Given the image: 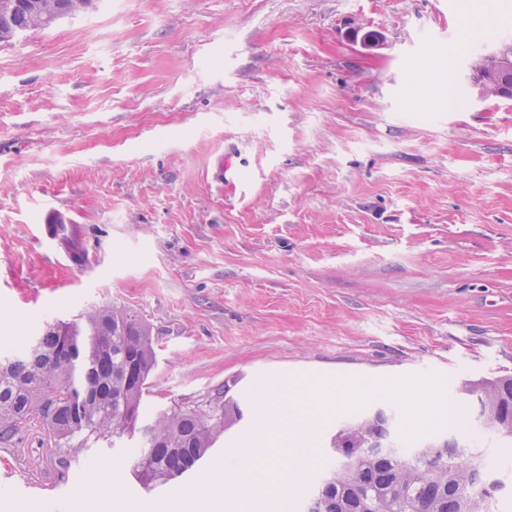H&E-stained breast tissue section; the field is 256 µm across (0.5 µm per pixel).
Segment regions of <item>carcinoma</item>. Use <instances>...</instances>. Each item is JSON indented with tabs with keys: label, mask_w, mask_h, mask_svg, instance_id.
I'll list each match as a JSON object with an SVG mask.
<instances>
[{
	"label": "carcinoma",
	"mask_w": 512,
	"mask_h": 512,
	"mask_svg": "<svg viewBox=\"0 0 512 512\" xmlns=\"http://www.w3.org/2000/svg\"><path fill=\"white\" fill-rule=\"evenodd\" d=\"M0 7V31L29 32L30 0ZM52 19L66 17L70 0H41ZM156 362L151 332L135 314L115 306L96 308L70 323L68 335L47 328L6 365H0V441L10 440L16 423L30 414L45 420L61 462L137 428L146 382ZM460 401L471 397L496 407L512 420V377L461 383ZM213 405L194 410L176 402L140 429L143 445L134 465L144 485L165 484L204 460L224 427L243 411L225 386L209 391ZM396 415L366 412L330 440L336 466L323 475L306 512H495L496 496L485 498L484 455L454 453L457 432L425 439L442 447L428 454L389 445Z\"/></svg>",
	"instance_id": "cac0c4a2"
}]
</instances>
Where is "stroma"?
<instances>
[{"label":"stroma","instance_id":"stroma-1","mask_svg":"<svg viewBox=\"0 0 512 512\" xmlns=\"http://www.w3.org/2000/svg\"><path fill=\"white\" fill-rule=\"evenodd\" d=\"M508 34L512 0H99L0 47V351L115 305L152 332L141 423L226 382L244 411L150 489L138 437L65 467L29 416L0 503L205 512L270 384L512 375V99L466 79ZM51 211L79 261L37 239ZM345 420L312 425L298 480L223 512H302Z\"/></svg>","mask_w":512,"mask_h":512}]
</instances>
